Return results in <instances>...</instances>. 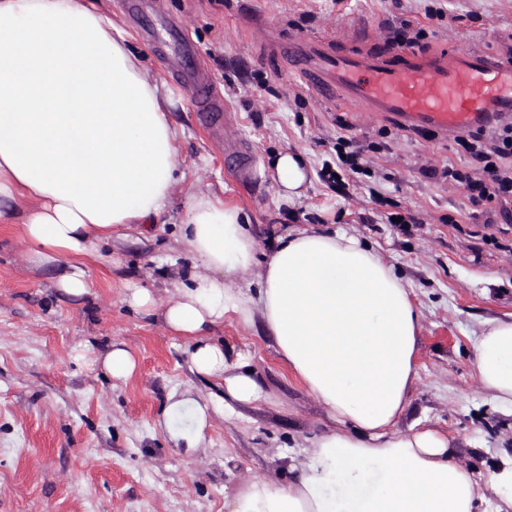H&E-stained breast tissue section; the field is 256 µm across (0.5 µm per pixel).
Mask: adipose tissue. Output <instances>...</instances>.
I'll return each instance as SVG.
<instances>
[{"label":"adipose tissue","mask_w":512,"mask_h":512,"mask_svg":"<svg viewBox=\"0 0 512 512\" xmlns=\"http://www.w3.org/2000/svg\"><path fill=\"white\" fill-rule=\"evenodd\" d=\"M174 102L121 31L87 0H0V198L28 207L17 223L30 260L53 286L90 292L87 259L114 231L148 233L177 180ZM282 200L301 197L300 156L273 162ZM249 218L215 195L191 196L178 241L198 272L158 303L145 288L128 302L159 313L186 343L193 372L215 383L209 399L170 398L164 416L190 411L198 447L217 405L269 394L249 356H229L209 332L234 314L261 320L289 374L325 410L326 431L293 460V477L247 484L230 512H478L486 489L512 486V455L485 483L455 459L448 436L398 421L417 379L421 313L410 284L344 230H294L259 254ZM260 267L256 287L243 280ZM472 368L491 403L512 407V318L482 330Z\"/></svg>","instance_id":"obj_1"}]
</instances>
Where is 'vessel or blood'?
<instances>
[{"label": "vessel or blood", "mask_w": 512, "mask_h": 512, "mask_svg": "<svg viewBox=\"0 0 512 512\" xmlns=\"http://www.w3.org/2000/svg\"><path fill=\"white\" fill-rule=\"evenodd\" d=\"M127 21L149 43L168 39L166 68L191 91L201 125L217 132L224 97L199 62V52L177 21L158 20L148 0H120ZM283 52L326 91L336 90L370 111L392 114L408 128L444 136L512 122V60L463 47L436 53L361 55L328 50L320 43L290 42Z\"/></svg>", "instance_id": "vessel-or-blood-1"}]
</instances>
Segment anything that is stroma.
<instances>
[{
	"instance_id": "1",
	"label": "stroma",
	"mask_w": 512,
	"mask_h": 512,
	"mask_svg": "<svg viewBox=\"0 0 512 512\" xmlns=\"http://www.w3.org/2000/svg\"><path fill=\"white\" fill-rule=\"evenodd\" d=\"M90 2L171 90L181 178L150 234L113 235L111 264L92 263V288L81 298L53 288L54 270L29 264L15 227L0 223V512H226L254 477L288 481L291 460L327 425L261 322L245 326L230 314L211 337L228 355L250 356L269 400L235 405L229 417L215 412L190 451L158 427L172 393L205 396L214 387L191 372L184 340L126 298L146 287L167 301L191 271L175 234L197 193L245 210L263 252L297 229L343 228L372 245L410 282L422 315L418 378L400 428L447 433L457 459L482 473L512 454V410L489 401L471 366L481 330L512 316V201L472 204L439 174L476 167L455 140L403 130L340 94H321L276 49L303 39L342 52L384 50L407 26L423 31L421 53L454 44L502 57L512 47V0H163L224 94L220 144L118 0ZM342 138L363 148L373 177L340 185L322 177ZM236 151L252 157L247 176L235 173ZM284 151L308 167L303 194L290 204L273 178L272 161ZM397 214L402 223H391ZM172 255L177 265L168 264ZM113 344L136 358L127 380L100 367Z\"/></svg>"
}]
</instances>
